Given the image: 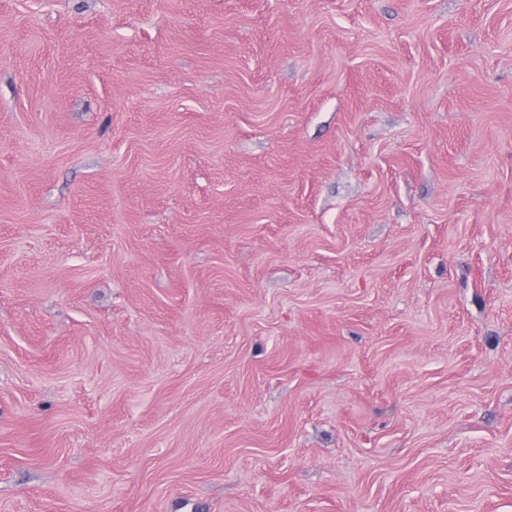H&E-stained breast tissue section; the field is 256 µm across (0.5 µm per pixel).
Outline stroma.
I'll list each match as a JSON object with an SVG mask.
<instances>
[{
    "label": "stroma",
    "instance_id": "stroma-1",
    "mask_svg": "<svg viewBox=\"0 0 512 512\" xmlns=\"http://www.w3.org/2000/svg\"><path fill=\"white\" fill-rule=\"evenodd\" d=\"M0 512H512V0H0Z\"/></svg>",
    "mask_w": 512,
    "mask_h": 512
}]
</instances>
